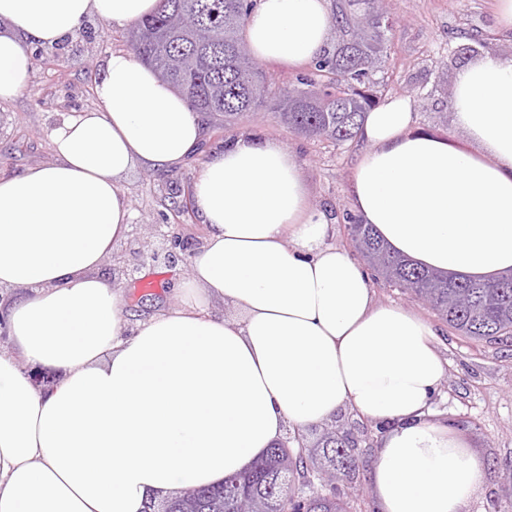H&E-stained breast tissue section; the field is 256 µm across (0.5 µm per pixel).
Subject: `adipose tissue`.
<instances>
[{"mask_svg":"<svg viewBox=\"0 0 512 512\" xmlns=\"http://www.w3.org/2000/svg\"><path fill=\"white\" fill-rule=\"evenodd\" d=\"M157 0H0V100L28 85L32 49L86 23L128 25ZM331 0H256L261 62L315 59ZM100 103L50 132L54 160L0 174V291L24 290L0 341V512H143L149 500L223 481L287 430L350 407L388 429L371 464L377 512H464L486 464L429 419L445 372L431 325L374 299L369 279L310 201L283 145L237 138L193 186L207 228L175 309L128 327L96 271L125 237L120 182L167 168L203 138L198 112L134 53L110 56ZM465 145L415 131L412 99L367 113L352 207L390 248L451 275L512 269V51L456 73ZM230 315L208 314L210 301ZM59 377L37 389L30 370Z\"/></svg>","mask_w":512,"mask_h":512,"instance_id":"adipose-tissue-1","label":"adipose tissue"}]
</instances>
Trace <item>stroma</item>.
I'll use <instances>...</instances> for the list:
<instances>
[{"mask_svg": "<svg viewBox=\"0 0 512 512\" xmlns=\"http://www.w3.org/2000/svg\"><path fill=\"white\" fill-rule=\"evenodd\" d=\"M494 0H389L392 28L384 67L371 73L374 91L389 88L415 98L418 130L464 141L449 104L457 70L481 51L479 39L511 51L512 42L492 29ZM88 35L65 45L33 52V71L25 90L0 101V173H18L53 161L46 130L73 111L98 107L96 80L108 56L128 48V27L87 25ZM251 134L291 150L301 166L313 205L330 219V243L349 244L346 214L349 183L365 145L342 147L292 132L265 112L237 121L233 137ZM224 150L223 140L205 132L198 151L167 169L139 166L120 183L129 199L132 223L98 273L119 281L129 326L181 302L180 285L190 273L184 260L168 263L172 237L206 236L194 208L192 190L203 165ZM374 298L424 317L436 332L446 374L433 415L449 421L485 460L486 474L468 512H512V338L473 341L449 330L422 301L370 275Z\"/></svg>", "mask_w": 512, "mask_h": 512, "instance_id": "1", "label": "stroma"}]
</instances>
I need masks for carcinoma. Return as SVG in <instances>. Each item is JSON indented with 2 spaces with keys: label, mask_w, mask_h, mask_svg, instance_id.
<instances>
[{
  "label": "carcinoma",
  "mask_w": 512,
  "mask_h": 512,
  "mask_svg": "<svg viewBox=\"0 0 512 512\" xmlns=\"http://www.w3.org/2000/svg\"><path fill=\"white\" fill-rule=\"evenodd\" d=\"M256 0H158L156 10L129 35L130 49L209 118L222 138L247 112L263 109L293 131L342 146L354 141L376 99L368 75L386 57L385 0H338L336 44L323 51L298 85L274 87L249 51L245 29ZM356 252L385 282L422 300L449 329L473 340L512 335V273L494 281L459 280L418 268L393 253L370 224L349 219ZM319 457L277 444L219 486L187 489L144 512H234L250 498L262 512H347L338 487L309 497L285 490V476L306 482L309 469L352 481L367 460L350 430L332 419L315 426Z\"/></svg>",
  "instance_id": "cac0c4a2"
}]
</instances>
